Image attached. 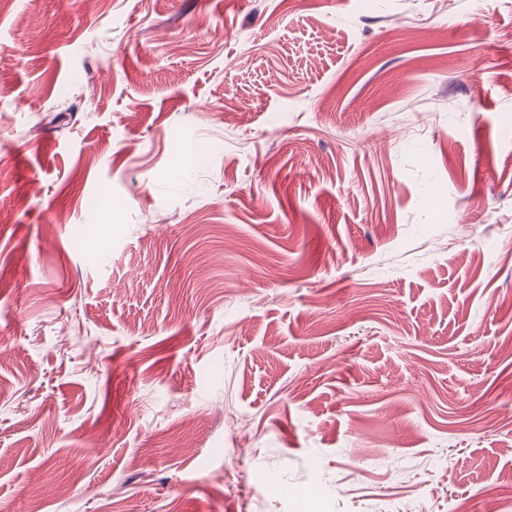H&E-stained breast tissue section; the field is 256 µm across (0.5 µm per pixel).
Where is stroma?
<instances>
[{"label":"stroma","mask_w":512,"mask_h":512,"mask_svg":"<svg viewBox=\"0 0 512 512\" xmlns=\"http://www.w3.org/2000/svg\"><path fill=\"white\" fill-rule=\"evenodd\" d=\"M0 212V512H512V0H0Z\"/></svg>","instance_id":"1"}]
</instances>
